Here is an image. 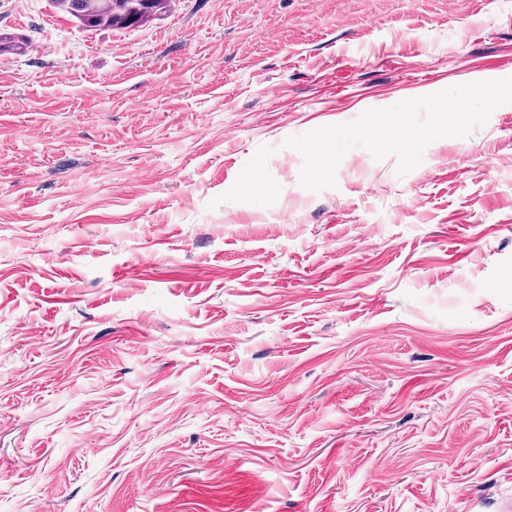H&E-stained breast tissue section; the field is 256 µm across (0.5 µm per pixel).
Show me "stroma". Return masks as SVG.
Instances as JSON below:
<instances>
[{
	"label": "stroma",
	"instance_id": "stroma-1",
	"mask_svg": "<svg viewBox=\"0 0 512 512\" xmlns=\"http://www.w3.org/2000/svg\"><path fill=\"white\" fill-rule=\"evenodd\" d=\"M0 32V512H504L512 102L318 192L285 141L512 77V0Z\"/></svg>",
	"mask_w": 512,
	"mask_h": 512
}]
</instances>
